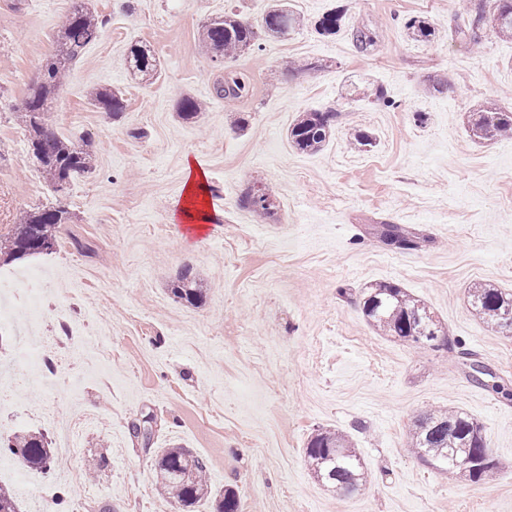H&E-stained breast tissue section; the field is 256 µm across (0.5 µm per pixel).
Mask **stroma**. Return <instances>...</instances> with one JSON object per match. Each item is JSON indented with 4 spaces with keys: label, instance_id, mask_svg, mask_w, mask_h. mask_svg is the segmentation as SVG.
Wrapping results in <instances>:
<instances>
[{
    "label": "stroma",
    "instance_id": "obj_1",
    "mask_svg": "<svg viewBox=\"0 0 512 512\" xmlns=\"http://www.w3.org/2000/svg\"><path fill=\"white\" fill-rule=\"evenodd\" d=\"M93 0L108 16L59 90L45 122L71 139L92 135L93 171L56 197L26 145L20 103L56 48L68 0H0V235L25 211L62 202L69 213L49 254L0 262V272L39 268L49 286L42 331L57 333V311L71 305L112 359V381L84 373V356L58 343L44 384L19 386L0 402V434L53 435L43 416L89 412L99 421L74 456L49 474L54 488L90 493L82 512H158V450L186 446L208 464L214 494L233 489L239 512H512V476L481 485L425 465L411 448L413 421L429 409H462L487 429L495 457L512 462V402L474 385L444 348L379 336L360 302L367 285L395 282L433 312L449 339L479 351L512 384V335L487 327L467 305L476 284L512 289V139L471 141L468 112L512 95V40L487 37L484 53L451 36L458 0H348L333 38L303 26L266 37L232 60L248 70L253 96L216 99L222 61L199 50L202 24L223 14L216 0ZM444 29L411 41L408 18ZM377 42L360 51L357 29ZM150 43L162 62L153 82L132 78L129 45ZM311 70L296 69L300 59ZM386 87L395 107L367 98ZM124 93L125 116L85 97L93 87ZM206 105L192 122L176 114L182 95ZM338 110L330 142L297 151L288 128L307 109ZM427 115L417 124L413 115ZM245 116L248 126L233 121ZM374 131L365 152L354 129ZM192 159L207 172L217 211L196 233L172 221ZM260 186L276 194L277 217L239 205ZM402 224L427 236L396 253L374 225ZM191 269L206 285L201 306L177 301L171 280ZM91 271L112 286L67 293L58 275ZM149 420L152 447L128 424ZM353 439L366 480L336 495L303 460L320 427Z\"/></svg>",
    "mask_w": 512,
    "mask_h": 512
}]
</instances>
